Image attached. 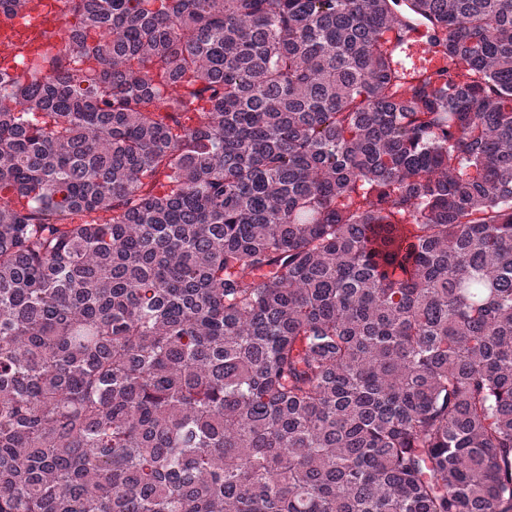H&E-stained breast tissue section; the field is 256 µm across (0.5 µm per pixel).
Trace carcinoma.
Instances as JSON below:
<instances>
[{"instance_id": "cac0c4a2", "label": "carcinoma", "mask_w": 512, "mask_h": 512, "mask_svg": "<svg viewBox=\"0 0 512 512\" xmlns=\"http://www.w3.org/2000/svg\"><path fill=\"white\" fill-rule=\"evenodd\" d=\"M65 2L0 75V512H512V0Z\"/></svg>"}]
</instances>
